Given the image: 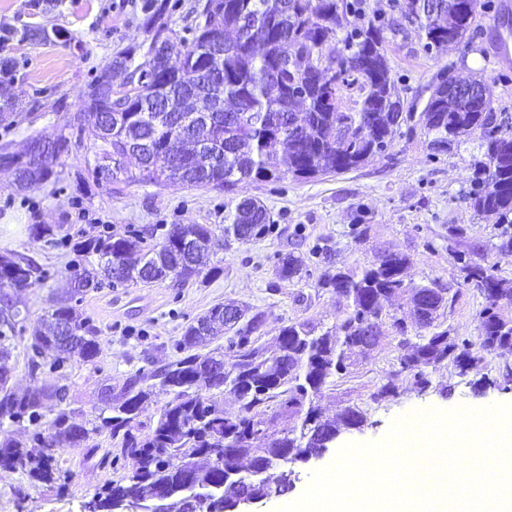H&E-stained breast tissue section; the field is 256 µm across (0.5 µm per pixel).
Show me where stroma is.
<instances>
[{
    "instance_id": "obj_1",
    "label": "stroma",
    "mask_w": 512,
    "mask_h": 512,
    "mask_svg": "<svg viewBox=\"0 0 512 512\" xmlns=\"http://www.w3.org/2000/svg\"><path fill=\"white\" fill-rule=\"evenodd\" d=\"M142 2L57 0L49 10L43 0H0V28L33 24L71 35L66 44L12 41L0 50L14 58L17 69L14 83L0 90V97L13 101L17 112L13 123L0 124V147L24 150L35 132H53L65 115L85 110V92L112 55L146 43ZM369 5L391 22L384 32L386 55L415 120L402 127L383 155L363 167L303 181H243L229 192L182 185L117 186L94 173V140L76 137L58 176L38 187L18 189L11 174L0 170V254L32 260L47 273L42 285L18 295L27 312L23 330L12 341V383L18 392L65 387L75 422L92 426L103 408L104 385H120L173 360L184 327L213 304L233 302L264 312L268 340L291 322L329 328L341 318L343 302L317 288L318 277L330 268L358 271L385 252L409 258L406 275L413 284L436 281L447 287L451 302L445 326L456 335L478 338L484 299L465 284L457 256L469 253L511 286L512 249L502 244L512 238V226L477 216L462 199L472 177V159L480 151L479 139L472 136L450 152L432 154L420 114L433 85L445 74L483 77L493 107L512 117V67H498L494 54L496 40L512 34V19L493 26L500 0H479L477 26L470 36L443 53L430 54L405 18L408 0H370ZM248 197L267 208L274 221L271 234L216 250L206 262L207 267H220L214 277L199 276L179 285L169 279L138 285L116 280L88 291L78 308L104 340L97 364H83L75 356L56 370L48 353L41 358V370L30 374L29 331L45 317L51 293L67 287V277L79 261L72 249L74 239L139 230L145 245L151 246L173 224L223 226L228 211ZM358 222L367 229L360 239L352 233ZM33 224L54 225L53 240L33 239ZM318 247L330 249L331 263L317 259L309 275L293 281L276 278L278 255L306 254ZM409 351L397 336H388L355 374L324 389L319 404L326 415L355 404L365 411L368 427L341 432L334 447L297 467L292 492L258 505L257 512H278L296 501L312 474L328 468L340 448L385 440L396 418L442 407L488 408L512 401V389L500 385L503 373L512 369V348H506L483 354L477 366L465 372L450 363L436 366L430 371L432 387L424 395L414 390L409 374H402L396 399L373 402L374 384L398 369L399 354ZM96 442L94 450L69 447L58 456L59 467L69 475L62 490L32 481L22 470L0 469V512H82L100 488L122 475L112 465L109 435H98Z\"/></svg>"
}]
</instances>
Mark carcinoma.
Returning a JSON list of instances; mask_svg holds the SVG:
<instances>
[{"label": "carcinoma", "mask_w": 512, "mask_h": 512, "mask_svg": "<svg viewBox=\"0 0 512 512\" xmlns=\"http://www.w3.org/2000/svg\"><path fill=\"white\" fill-rule=\"evenodd\" d=\"M425 0H412L411 21L426 52H439L460 43L474 28L478 0H437V9L424 11ZM166 4L144 0L143 26L148 47L143 61L135 63V49L113 54L104 71L90 85L87 111L64 118L54 132L38 134L32 141L55 146L53 160L69 151L70 130L99 143L95 161L112 162V182L156 186L182 184L232 190L243 180L279 181L286 177L312 179L360 168L384 152L403 123L412 119L385 54L384 28L367 12L366 0H197L192 38L182 40L183 59L173 68L165 64V49L175 36L165 17ZM46 43L44 28L26 25L5 29L0 43L12 40ZM348 55L367 63V80L359 85L360 108L344 112L336 100V83L321 73ZM133 85L132 94L110 97L115 74ZM175 95L195 98L201 111L169 112L166 102ZM431 135L430 148L444 153L476 135L480 155L473 161L472 208L498 224H512V137L499 135L504 120L491 101L453 94L448 82L435 85L423 110ZM178 148L168 146L178 131ZM13 168L22 190L55 175L53 166L0 152V163ZM223 234L210 224H173L151 247L140 245V235L90 236L76 243L82 256H93L97 267H78L69 291L56 296L47 317L61 321L75 336L80 360L93 365L102 353L96 327L73 305L75 298L122 272V280L137 284L172 278L186 281L201 273V259L213 252L221 239L242 244L273 230V222L260 200L239 201L224 217ZM320 247L307 255L277 257L274 272L281 281L301 278ZM462 267L484 298L477 341L453 336L441 318L448 308V289L437 282L413 285L405 280L409 260L400 254H383L375 263L355 273L326 270L317 288L342 298L346 307L340 323L324 330L308 321L280 327L269 345L261 342L266 325L261 312L238 306L213 305L184 328L176 345L178 357L160 369L127 378L119 394L102 391L108 416L87 428L73 421L74 411L59 410L46 427L40 424L43 401L67 402L64 387L18 395L9 382L10 340L26 319L14 301L0 305V420H27L32 429L26 441L0 437V468L21 469L30 479L56 483L49 457L63 445L96 448L95 436L108 431L115 453L112 464L124 476L106 485L92 498L96 512H117L132 503L140 512H187L192 491L233 496L241 486L224 480L238 473L237 461L248 460L247 471L298 452L317 456L324 451L322 435L341 430L362 431L367 416L347 406L333 419L315 405L323 388L354 373L356 350H365L364 336L374 325H389L398 336L407 335L404 321L386 311L398 296H408L417 326L411 353L398 358V372L413 375L414 387L423 394L431 388L428 368L453 362L471 368L478 353L512 347V288L502 287L493 269L459 256ZM42 271L29 259L0 257V288L24 291L42 283ZM239 315L237 327L229 325L227 312ZM228 330L225 350L234 361L222 375L211 368L224 363L220 351L200 353L199 345L221 330ZM29 372L41 368L37 358L51 351L55 362L71 359L72 347L34 327L28 338ZM160 389L169 396L155 423L142 431L137 421L143 403ZM234 395L235 412H224L220 397ZM398 385L390 378L372 397L390 401ZM280 430L261 446L253 441L270 421ZM38 452H32V449ZM192 482V491L185 488Z\"/></svg>", "instance_id": "cac0c4a2"}]
</instances>
